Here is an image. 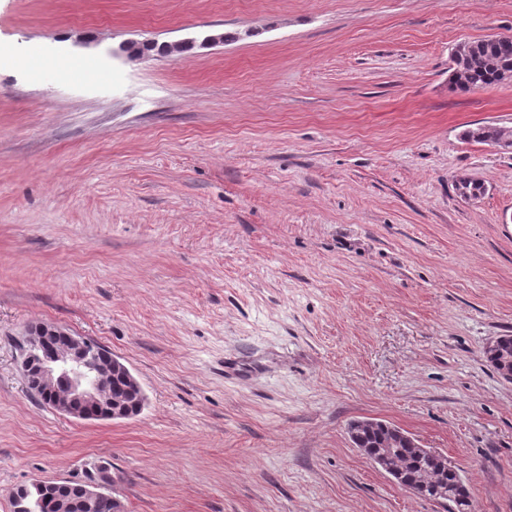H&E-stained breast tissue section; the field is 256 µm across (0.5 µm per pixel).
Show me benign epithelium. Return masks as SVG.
<instances>
[{"label": "benign epithelium", "mask_w": 512, "mask_h": 512, "mask_svg": "<svg viewBox=\"0 0 512 512\" xmlns=\"http://www.w3.org/2000/svg\"><path fill=\"white\" fill-rule=\"evenodd\" d=\"M224 42V34L205 31L198 36L176 43H163L160 49L164 54L183 53L186 48L196 45L206 46ZM32 354L42 362L41 385L52 389L50 406L54 410L87 420L89 414H78L72 410L75 403H90L94 406V416L117 420L125 418L124 409L112 395V387L103 377L100 363L92 358L91 341L76 336L54 323L36 326L27 340ZM105 480L94 487L82 488L84 502L88 503L102 494L111 482L108 466L102 465Z\"/></svg>", "instance_id": "benign-epithelium-1"}]
</instances>
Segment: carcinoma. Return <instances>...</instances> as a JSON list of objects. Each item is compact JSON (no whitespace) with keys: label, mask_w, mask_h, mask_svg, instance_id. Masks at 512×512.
Returning <instances> with one entry per match:
<instances>
[{"label":"carcinoma","mask_w":512,"mask_h":512,"mask_svg":"<svg viewBox=\"0 0 512 512\" xmlns=\"http://www.w3.org/2000/svg\"><path fill=\"white\" fill-rule=\"evenodd\" d=\"M449 74L454 76L456 89L475 91L503 83L504 75L512 74V36L493 35L477 41L462 42L453 48L450 55ZM468 141L494 146L512 143V130L491 124L478 125L463 132ZM455 189L465 200L478 199L486 191L485 182L472 176H462L455 180ZM512 336H500L492 341L485 350V357L497 371L512 372ZM125 373L117 369L112 372V393L126 402V409L136 416L141 408L133 402V395ZM360 447L373 455L383 449L388 441H394L391 464L401 471L399 485L416 494L448 503V512H472V500L468 487L460 473H437L436 482L423 486L420 484L422 472L434 468V461L425 452L410 446L409 443L381 425L358 430ZM52 494V490H43L32 484L13 490L12 501L22 506L19 512H43L39 501Z\"/></svg>","instance_id":"1"}]
</instances>
